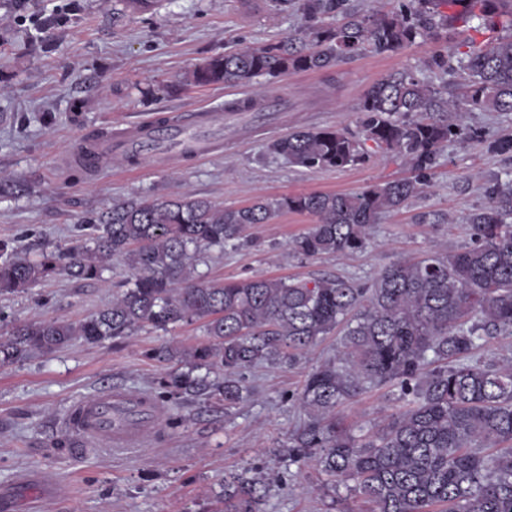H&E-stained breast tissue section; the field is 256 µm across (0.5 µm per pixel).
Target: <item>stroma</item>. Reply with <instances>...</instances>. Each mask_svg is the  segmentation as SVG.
Here are the masks:
<instances>
[{
  "label": "stroma",
  "instance_id": "stroma-1",
  "mask_svg": "<svg viewBox=\"0 0 512 512\" xmlns=\"http://www.w3.org/2000/svg\"><path fill=\"white\" fill-rule=\"evenodd\" d=\"M303 24L296 0L284 11L273 0H157L141 13L126 11L121 0H0V182L27 186L20 199L0 198V240L30 256L70 245L85 239L103 210L131 198L193 196L238 207L258 196L345 193L410 176L401 160L382 156L341 171L305 170L273 159L266 146L293 130L333 126L358 133L365 90L419 64L435 44L263 78L252 87L184 79L212 56L279 40ZM255 94L272 100L270 111L225 119L214 156H186L172 166L121 158L94 175L78 166L77 146L87 136L162 116L182 122L202 110L220 113L226 100ZM467 122L473 139L448 143L429 175V192L374 225L364 251L298 258L288 242L312 219L285 212L249 229L260 246L204 250L198 272L208 281L340 276L368 282L433 244L468 245V216L487 204L495 178L512 170V156L491 148L512 137V113L472 112ZM423 213L431 223L418 222ZM131 275L127 260L116 258L98 281L59 275L0 296V327L81 321L110 304ZM205 340L198 322L168 333L143 329L0 367V512H221L225 474L242 472L263 474L262 512H364L362 499H338L314 466L288 459V439L302 419L288 398L300 390L305 370L335 357L339 336L324 337L295 368L261 365L246 372L251 392L232 408L161 397L168 366L148 359L147 351ZM109 388L151 397L163 419L137 448L65 447L61 421L69 405ZM398 409L394 395L380 388L338 414L349 425L368 426Z\"/></svg>",
  "mask_w": 512,
  "mask_h": 512
}]
</instances>
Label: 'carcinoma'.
Instances as JSON below:
<instances>
[{
    "label": "carcinoma",
    "mask_w": 512,
    "mask_h": 512,
    "mask_svg": "<svg viewBox=\"0 0 512 512\" xmlns=\"http://www.w3.org/2000/svg\"><path fill=\"white\" fill-rule=\"evenodd\" d=\"M306 25L295 34L213 57L188 77L197 85L248 87L259 77L319 71L365 53L398 54L423 42L442 49L376 80L359 105L360 135L303 129L268 143L267 153L310 170L343 169L380 154L416 176L348 193L258 198L218 208L203 198L126 200L90 225L89 243L32 259L0 241V294L33 288L65 272L87 281L124 257L133 277L95 314L21 323L0 334V365L53 353L75 341L99 344L149 328L167 332L200 321L208 342L163 346L150 356L172 365L164 397L204 396L228 409L249 392L242 374L258 365L295 367L325 336H341L336 358L312 366L293 406L303 413L288 445L291 462L313 461L327 483L363 498L370 512H512V357L484 354L512 344V171L489 186L488 203L467 218L471 244L432 247L369 283L246 277L205 281L204 248L252 243L245 232L283 212L312 217L290 243L304 258L347 256L369 244L373 225L426 194L448 141L472 135L471 112H512V0H402L396 11L345 12L342 0H298ZM471 30L503 33L448 48V11ZM453 71L464 92L423 72ZM261 96L225 102L246 112ZM369 387L395 392L401 408L382 426L354 430L336 409ZM266 485L244 474L224 480V512H261Z\"/></svg>",
    "instance_id": "1"
}]
</instances>
